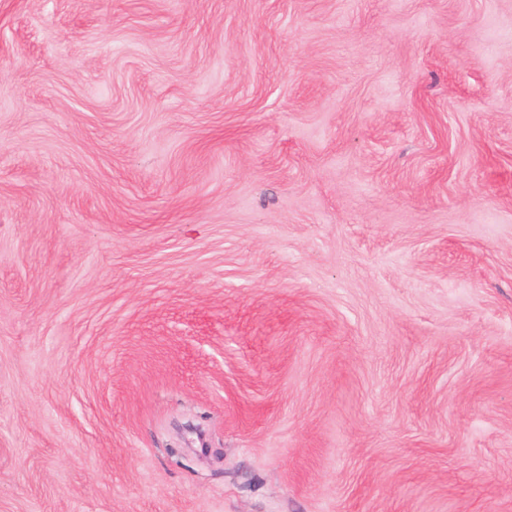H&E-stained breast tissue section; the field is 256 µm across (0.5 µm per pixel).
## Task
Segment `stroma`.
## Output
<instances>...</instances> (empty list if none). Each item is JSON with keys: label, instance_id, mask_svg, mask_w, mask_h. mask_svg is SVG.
<instances>
[{"label": "stroma", "instance_id": "obj_1", "mask_svg": "<svg viewBox=\"0 0 512 512\" xmlns=\"http://www.w3.org/2000/svg\"><path fill=\"white\" fill-rule=\"evenodd\" d=\"M0 512H512V0H0Z\"/></svg>", "mask_w": 512, "mask_h": 512}]
</instances>
